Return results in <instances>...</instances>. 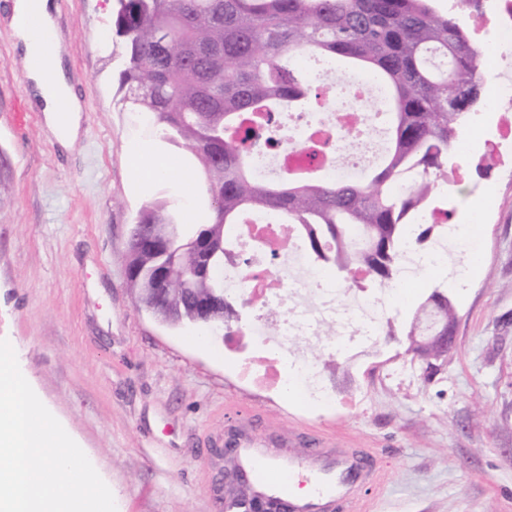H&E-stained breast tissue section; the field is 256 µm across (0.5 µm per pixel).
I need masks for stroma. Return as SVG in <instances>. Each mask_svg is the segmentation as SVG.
<instances>
[{"instance_id":"35a3bbf8","label":"stroma","mask_w":512,"mask_h":512,"mask_svg":"<svg viewBox=\"0 0 512 512\" xmlns=\"http://www.w3.org/2000/svg\"><path fill=\"white\" fill-rule=\"evenodd\" d=\"M64 65L83 103L81 135L63 150L27 95L26 62L0 25V339L16 346L39 399L110 488L117 512H222L213 487L229 426L245 424L265 457H371L358 485L365 512H512V162L474 144L452 159L472 197L493 198L477 230L482 259L448 291L456 347L425 377L403 345H356L330 357L310 343L333 394L307 406L238 376L222 336L202 350L192 325L140 311L127 286L128 229L139 211L172 198L170 184L136 192L131 142L157 136L119 111L123 48L116 0H54ZM25 123H14L17 109ZM488 162L487 176L476 173Z\"/></svg>"}]
</instances>
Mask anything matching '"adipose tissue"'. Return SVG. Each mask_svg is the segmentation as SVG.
Masks as SVG:
<instances>
[{
	"label": "adipose tissue",
	"mask_w": 512,
	"mask_h": 512,
	"mask_svg": "<svg viewBox=\"0 0 512 512\" xmlns=\"http://www.w3.org/2000/svg\"><path fill=\"white\" fill-rule=\"evenodd\" d=\"M30 0H14L6 19L25 59L41 56L42 66L28 67L27 91L44 115V124L63 148H71L80 135L83 105L74 94L70 78L63 67L65 46L54 19L53 0H40L41 32L20 25L19 19ZM67 103V113H59L60 103ZM130 178L134 185L147 188L158 182L174 181L177 191L185 198L202 195L203 184L189 170H176L161 151L150 145H136L130 152Z\"/></svg>",
	"instance_id": "1"
}]
</instances>
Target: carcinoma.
<instances>
[{
  "label": "carcinoma",
  "instance_id": "obj_1",
  "mask_svg": "<svg viewBox=\"0 0 512 512\" xmlns=\"http://www.w3.org/2000/svg\"><path fill=\"white\" fill-rule=\"evenodd\" d=\"M434 0H117L113 33L125 47L119 91L123 107L149 116L164 142L186 148L206 187L207 221L188 231L167 200L144 207L129 247L130 287L145 310L154 305L158 254L139 240V225L162 231L181 275L160 303L173 324L228 326L234 299L215 271L224 267V228L263 210L301 227L320 266L350 285L358 273L381 288L396 279L403 242L436 237L442 225L413 224L427 208L451 216L439 195L463 116L479 104L487 83L472 34ZM344 58L372 71L388 88L390 146L377 171L359 182L313 174L259 181L251 150L265 115L288 103L318 99L298 57ZM404 186L406 191L398 192ZM212 248V274L195 273L194 240ZM431 292L408 330L386 324L384 341L408 337L404 354L417 355L426 377L442 366L421 340L429 316L454 327V304ZM214 300L209 320L188 297Z\"/></svg>",
  "mask_w": 512,
  "mask_h": 512
}]
</instances>
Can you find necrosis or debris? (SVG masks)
Segmentation results:
<instances>
[{"label":"necrosis or debris","instance_id":"1","mask_svg":"<svg viewBox=\"0 0 512 512\" xmlns=\"http://www.w3.org/2000/svg\"><path fill=\"white\" fill-rule=\"evenodd\" d=\"M478 10L474 33L484 57L494 59L504 73L492 90L498 113V141H486L491 153L512 139V0H489ZM316 83L323 88L318 112H278L265 128L271 144L252 154L257 177L270 179L316 166L323 176L358 180L378 166L388 147V126L382 109L386 91L377 80L352 73L336 75L316 63ZM226 236L232 257L224 262L227 295L257 301L258 309L245 323L252 351L241 363L242 377L258 387L302 385L319 393L322 369L301 355L299 336H316L322 323L338 321L343 336L377 342L384 322L402 302L401 290L415 287L426 264L406 248L402 275L391 288L341 287L326 270L313 264L298 225L270 214L255 213L246 223L229 225ZM284 286L269 289L271 277Z\"/></svg>","mask_w":512,"mask_h":512}]
</instances>
